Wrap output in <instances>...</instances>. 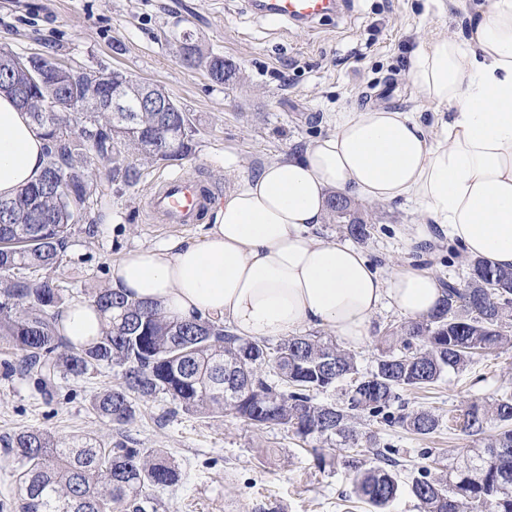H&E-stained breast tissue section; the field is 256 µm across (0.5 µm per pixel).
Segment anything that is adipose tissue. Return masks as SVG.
<instances>
[{"label":"adipose tissue","instance_id":"obj_1","mask_svg":"<svg viewBox=\"0 0 512 512\" xmlns=\"http://www.w3.org/2000/svg\"><path fill=\"white\" fill-rule=\"evenodd\" d=\"M448 8L462 12L464 28L425 41L409 72L431 122L373 103L345 108L327 133L225 194L202 237L124 255L110 270L113 289L183 320L227 322L249 339L326 327L359 347L383 307L410 320L430 315L442 297L434 273H385L361 248L315 235L333 192L411 204L409 245L439 229L465 256L512 268V0H448ZM45 145L28 113L0 95V199L39 179ZM58 322L75 343L101 333L86 302L71 303Z\"/></svg>","mask_w":512,"mask_h":512}]
</instances>
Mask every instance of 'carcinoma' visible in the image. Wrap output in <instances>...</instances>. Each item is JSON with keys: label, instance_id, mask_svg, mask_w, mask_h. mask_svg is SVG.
Here are the masks:
<instances>
[{"label": "carcinoma", "instance_id": "cac0c4a2", "mask_svg": "<svg viewBox=\"0 0 512 512\" xmlns=\"http://www.w3.org/2000/svg\"><path fill=\"white\" fill-rule=\"evenodd\" d=\"M178 55L189 67L206 68L211 80L232 85L239 69L224 56L204 53L194 34L177 38ZM29 86L45 101L66 95L91 100L112 82L95 83L78 71L46 67ZM169 112H83L72 118L51 112L34 124L46 138V163L38 182L21 188L0 211V340L20 356L44 392L60 376L81 378L112 365L119 382L96 396L92 409L118 426L135 419L133 399L163 394L185 413L222 416L251 424L281 426L299 439H338L351 450L342 465L352 475L355 498L385 509L401 485L396 450L380 446L377 434L356 430L376 418L427 437L439 416L424 408L392 411L400 392L426 389L451 371L512 344V269L469 260L464 284L444 283V298L429 317L405 322L379 348L374 370L360 372L355 354L308 334L286 336L272 348L246 339L219 320L182 321L148 302H129L104 289L89 302L104 319L101 335L85 345L68 343L58 316L71 302L44 275L63 263L77 225L89 219L94 195L104 185L138 184L139 166L175 162L193 150L194 127L179 105ZM107 164L97 177L92 164ZM328 216L345 224L355 240L370 237L373 225L351 213V204L329 198ZM347 383L337 402L317 395ZM494 434H486L490 425ZM471 436L488 435L484 446L463 462L433 475L418 466L409 490L419 512H512V396L473 403L465 413ZM4 454L17 464L15 512H147L146 490L172 487L182 479L175 461L161 449L131 448L124 440L107 448L90 436L64 446L48 431L21 430L3 440Z\"/></svg>", "mask_w": 512, "mask_h": 512}]
</instances>
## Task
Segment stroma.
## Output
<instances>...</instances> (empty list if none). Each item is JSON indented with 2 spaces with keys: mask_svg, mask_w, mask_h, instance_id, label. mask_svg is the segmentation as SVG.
Returning a JSON list of instances; mask_svg holds the SVG:
<instances>
[{
  "mask_svg": "<svg viewBox=\"0 0 512 512\" xmlns=\"http://www.w3.org/2000/svg\"><path fill=\"white\" fill-rule=\"evenodd\" d=\"M459 26L437 0H340L335 14L303 24L272 21L252 0H0V49L88 73L124 72L159 86L193 116L192 153L168 166H143L137 186L105 196L94 236L76 227L53 278L66 295L85 300L109 287L110 265L128 250L203 236L205 223L172 228L149 213L151 194L172 173L198 178L222 195L265 160L326 133L329 117L352 103L429 111L408 79L412 53ZM185 29L205 51L238 66L237 84H215L204 68L181 63L175 37ZM228 157L234 166H225ZM354 207L375 227L360 247L376 267L413 263L403 236L404 225L415 221L410 205L358 201ZM432 243L430 270L439 280L464 283L466 267L447 236L435 231ZM403 321L393 309L376 315L369 342L355 351L361 372L373 369L382 339ZM116 381V368L104 365L78 379L59 378L56 392L45 395L20 369L12 345L0 340V437L33 428L64 443L90 435L107 446L121 438L133 448L163 449L183 477L174 487L151 490L157 512H368L363 503L346 509L352 481L343 466L318 468L311 451L324 440L303 441L281 427L230 415L177 412L162 394L137 401L134 421L120 427L91 409L92 399ZM511 393L507 345L429 388L403 392L407 409L426 408L441 418L431 437L362 421L361 430L398 449L404 465L402 488L387 512H419L407 483L422 450L432 449L444 465L462 461L475 446L462 430L465 411Z\"/></svg>",
  "mask_w": 512,
  "mask_h": 512,
  "instance_id": "stroma-1",
  "label": "stroma"
}]
</instances>
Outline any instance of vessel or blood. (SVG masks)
I'll return each mask as SVG.
<instances>
[{
  "mask_svg": "<svg viewBox=\"0 0 512 512\" xmlns=\"http://www.w3.org/2000/svg\"><path fill=\"white\" fill-rule=\"evenodd\" d=\"M337 6L336 0H263L266 15L279 20L307 22L328 15ZM217 201L198 181L183 174L165 180L149 199L155 218L164 224H192Z\"/></svg>",
  "mask_w": 512,
  "mask_h": 512,
  "instance_id": "1",
  "label": "vessel or blood"
}]
</instances>
